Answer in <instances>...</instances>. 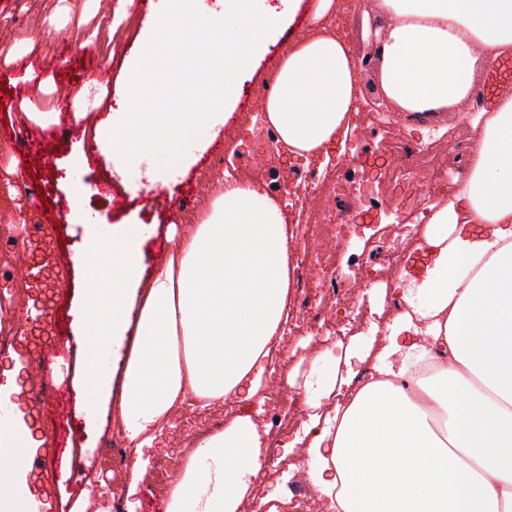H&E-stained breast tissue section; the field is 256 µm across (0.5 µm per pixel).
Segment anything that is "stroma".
<instances>
[{"label":"stroma","mask_w":512,"mask_h":512,"mask_svg":"<svg viewBox=\"0 0 512 512\" xmlns=\"http://www.w3.org/2000/svg\"><path fill=\"white\" fill-rule=\"evenodd\" d=\"M313 0H303L294 22L271 44L253 75L245 79L239 101L216 139L204 153L189 149L194 164L177 175L175 185L161 189L146 174L148 163L135 161L123 174H116L119 158L85 156L88 143L110 141L112 115L121 111L133 70L142 55V44L153 33L164 0H151V8L135 22L115 21L116 0H0V45L9 48L7 68H0L7 95L0 100V123L10 129L48 126L59 122L73 125L75 133L63 140H47L33 150L19 148L0 154V216H7V236H0V310L6 312L13 328L11 344L0 347V385L3 372L15 362H26L28 344L23 335L30 314L31 279L27 251L16 248L15 240L26 237V212H38L43 223L64 225L62 244L74 263L70 283L58 297L61 320L74 341L70 359L58 369L62 377L80 381L87 368V356L80 334L79 308L84 299L91 266L79 264L90 236L111 238L116 224H141L145 227L142 251V276L150 278L175 245L173 231L199 223L211 201L230 183L250 184L265 189L264 174L274 167L272 153L256 156L239 153L241 143H249L261 132L264 103L255 101L253 92L260 82L273 79L289 46L313 34L310 8ZM376 17L363 9H351L348 16L331 12L321 21L323 28L344 34L355 56L367 50L366 38ZM95 33L92 46H84L86 33ZM96 80L112 88V96L87 109L85 118L75 116L72 100L62 98L61 89L84 86ZM361 99L350 127L365 125L367 132L358 140L359 158L372 155L396 157L402 142H421L428 149L419 164L410 170L390 166L381 182L362 183L352 199L354 212L373 214L371 224L354 223L342 243L340 268L355 277L357 297L363 298L374 320L324 344L317 330L300 328L298 335L284 336L280 354L272 360L258 394L253 400L221 406L225 421L251 417L262 436L261 483L251 485L239 499L236 512H267L261 501L268 492L279 491L287 503L280 512H304V505L319 499L311 484L306 444L295 443L300 433L298 416L326 418L334 413L347 391L371 371L375 357L385 343L387 328L397 316L392 299L398 294V276L378 278L373 274L382 257V242L399 238L408 241L409 252H416L424 240L426 225L417 223L405 199L427 183L429 170H439L452 179L457 158L452 145L466 125L464 119L440 115L418 122L400 112L393 113L389 128L372 125V114L383 102L374 71L359 73ZM37 177L29 204H22L16 190L19 182ZM111 180V194L124 196L122 207H113L111 194L101 193L97 185ZM83 193L73 197V186ZM295 275L307 281L306 295L291 294L289 321H299L305 302L319 305L326 315L327 328H334L348 307V300L325 296L316 274L306 270L301 249L291 253ZM122 369L112 371V397L101 402L95 414H87L81 396H74L64 407L43 416L45 427L65 424L72 445L83 463L81 477L60 484L54 496L39 497L34 512H74L83 500H90L87 512H97L100 492L124 494L130 481L127 472L114 470L108 445L120 431L119 398ZM207 411L182 407L167 431L168 447L152 451L155 460L174 457L186 463L199 442L196 426Z\"/></svg>","instance_id":"35a3bbf8"}]
</instances>
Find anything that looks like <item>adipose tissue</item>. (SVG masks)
I'll return each mask as SVG.
<instances>
[{
  "label": "adipose tissue",
  "instance_id": "1",
  "mask_svg": "<svg viewBox=\"0 0 512 512\" xmlns=\"http://www.w3.org/2000/svg\"><path fill=\"white\" fill-rule=\"evenodd\" d=\"M382 19L376 76L398 112L465 114L477 132L464 176L434 212L373 371L338 405L307 453L325 512H512V87L482 106L483 76L512 58V0H372ZM352 49L329 31L289 47L265 112L290 155L316 158L355 108ZM293 234L276 199L225 186L150 283L144 230L122 225L82 305L95 408L112 394L102 357L121 362V426L136 479L173 412L252 399L288 321ZM142 303L135 324L116 313ZM133 343H126V335ZM40 443L25 420L0 423V512H32L28 475ZM261 435L250 417L202 440L168 512H234L258 478Z\"/></svg>",
  "mask_w": 512,
  "mask_h": 512
}]
</instances>
